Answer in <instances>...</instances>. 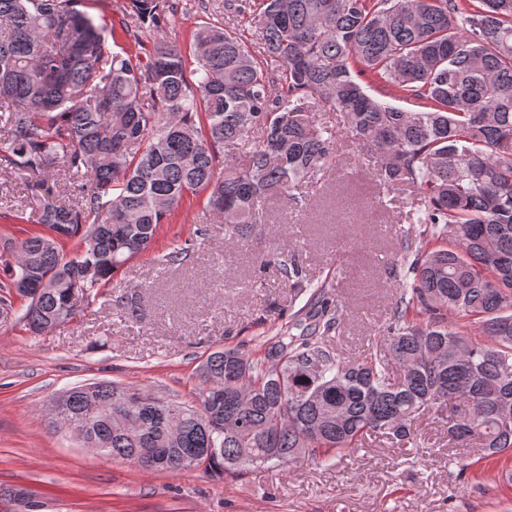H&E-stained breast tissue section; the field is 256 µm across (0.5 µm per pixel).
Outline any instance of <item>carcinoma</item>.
Returning <instances> with one entry per match:
<instances>
[{"instance_id":"cac0c4a2","label":"carcinoma","mask_w":512,"mask_h":512,"mask_svg":"<svg viewBox=\"0 0 512 512\" xmlns=\"http://www.w3.org/2000/svg\"><path fill=\"white\" fill-rule=\"evenodd\" d=\"M75 3L0 0V163L42 226L0 239V327L74 320L202 191L228 240L266 223V201L297 204L336 167L343 130L380 186L414 193L419 228L386 335L359 357L330 344L343 307L284 262V286L309 295L300 335L279 330L257 358L209 353L190 404L73 387L50 427L144 470L238 477L333 467L373 437L414 447L416 421L451 406L449 445L511 453L512 0H224L260 30L258 53L209 19L178 47L180 0H129L121 30L151 47L115 52ZM366 72L417 108L367 93Z\"/></svg>"}]
</instances>
